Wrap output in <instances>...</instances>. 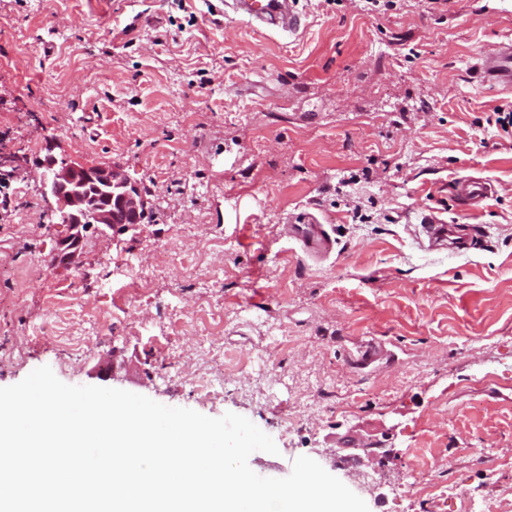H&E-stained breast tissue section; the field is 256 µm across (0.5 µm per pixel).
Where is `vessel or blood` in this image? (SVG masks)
<instances>
[{"label":"vessel or blood","mask_w":512,"mask_h":512,"mask_svg":"<svg viewBox=\"0 0 512 512\" xmlns=\"http://www.w3.org/2000/svg\"><path fill=\"white\" fill-rule=\"evenodd\" d=\"M225 13L238 16L242 21L258 30L298 37L301 30V15L297 9L299 0H221ZM476 67L483 83L508 89L512 87V40L506 39L494 49L480 51ZM424 229L431 240L461 251L474 247L478 239L475 226L449 224L436 215L425 216ZM289 235L302 243L314 254L328 251L330 241L322 225L292 224Z\"/></svg>","instance_id":"vessel-or-blood-1"}]
</instances>
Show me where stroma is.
<instances>
[{
	"label": "stroma",
	"mask_w": 512,
	"mask_h": 512,
	"mask_svg": "<svg viewBox=\"0 0 512 512\" xmlns=\"http://www.w3.org/2000/svg\"><path fill=\"white\" fill-rule=\"evenodd\" d=\"M215 3L0 0V387L46 365L242 415L279 449L251 455L261 476L305 455L369 512H512V126L492 121L512 90L473 69L512 0H299L289 39ZM51 136L152 204L136 235L89 230L74 268L36 168ZM470 179L493 192L462 200ZM302 212L328 256L285 235ZM430 212L483 241L429 249ZM363 441L389 451L370 490L329 456Z\"/></svg>",
	"instance_id": "35a3bbf8"
}]
</instances>
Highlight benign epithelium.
<instances>
[{
    "instance_id": "1",
    "label": "benign epithelium",
    "mask_w": 512,
    "mask_h": 512,
    "mask_svg": "<svg viewBox=\"0 0 512 512\" xmlns=\"http://www.w3.org/2000/svg\"><path fill=\"white\" fill-rule=\"evenodd\" d=\"M54 149L48 144L36 167L43 196L61 203V223L75 230L63 241L68 257H74L83 233L92 227L124 233L143 223L147 202L119 166L78 163L57 156Z\"/></svg>"
}]
</instances>
